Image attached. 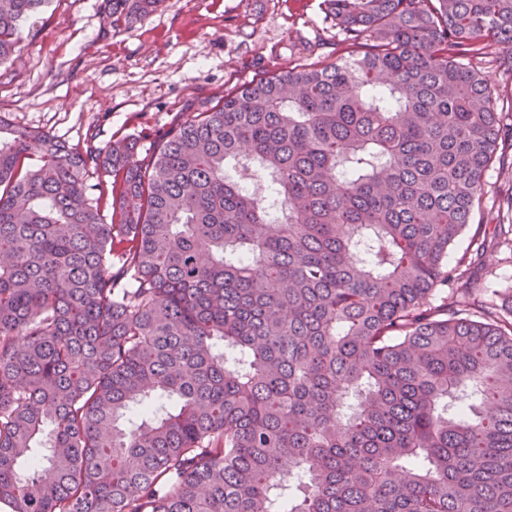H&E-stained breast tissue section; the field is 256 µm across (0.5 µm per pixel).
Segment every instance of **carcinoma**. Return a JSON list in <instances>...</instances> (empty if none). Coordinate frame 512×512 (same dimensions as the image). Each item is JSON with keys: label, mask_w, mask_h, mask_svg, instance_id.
<instances>
[{"label": "carcinoma", "mask_w": 512, "mask_h": 512, "mask_svg": "<svg viewBox=\"0 0 512 512\" xmlns=\"http://www.w3.org/2000/svg\"><path fill=\"white\" fill-rule=\"evenodd\" d=\"M48 2L0 0V64ZM325 3L336 62L146 165L0 119L13 512H512V307L448 267L512 131L480 70L512 82V0ZM114 181V177L105 175L102 172H98L93 167L90 168L89 171V184L100 186L102 190L94 191L93 193L96 196L101 192V196H103V206H104V214L107 215V221L111 222L112 216V182Z\"/></svg>", "instance_id": "obj_1"}]
</instances>
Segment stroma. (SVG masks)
Returning a JSON list of instances; mask_svg holds the SVG:
<instances>
[{"label":"stroma","instance_id":"35a3bbf8","mask_svg":"<svg viewBox=\"0 0 512 512\" xmlns=\"http://www.w3.org/2000/svg\"><path fill=\"white\" fill-rule=\"evenodd\" d=\"M336 40L323 0H163L119 21L107 0H50L24 24L17 58L0 64V117L80 151L125 137L142 162L225 91L334 62ZM472 282L506 303L512 261L488 247Z\"/></svg>","mask_w":512,"mask_h":512}]
</instances>
